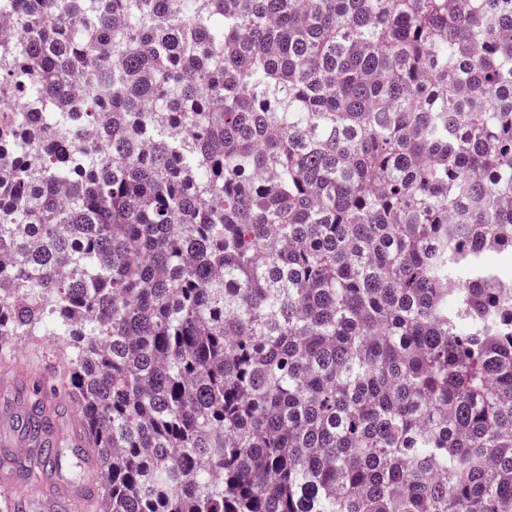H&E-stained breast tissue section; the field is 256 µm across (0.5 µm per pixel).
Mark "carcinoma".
<instances>
[{
	"label": "carcinoma",
	"instance_id": "1",
	"mask_svg": "<svg viewBox=\"0 0 512 512\" xmlns=\"http://www.w3.org/2000/svg\"><path fill=\"white\" fill-rule=\"evenodd\" d=\"M3 13L0 351L90 509L512 512V0ZM62 346L61 342L53 339L41 337L21 340L13 354H2L0 357L1 365L5 362L16 364L28 369V375L15 379L12 383L4 386L0 377V409H13L17 415L13 421H0V467L2 448H16L17 452H22L27 448L28 455L36 451L25 437L21 429V417L27 414V407L24 401L25 391L28 385L33 381L43 380L48 382V388H55L56 393L69 395L61 386L60 376L62 372ZM55 393V394H56ZM55 394H50L47 403V413L51 416L55 428L54 448L60 450V462L63 467V473L71 481L80 483L84 478V470L78 456V448L74 445L70 435V426L76 422L78 415L72 399L70 401H59ZM77 423V422H76ZM32 448V449H31ZM32 451H31V450Z\"/></svg>",
	"mask_w": 512,
	"mask_h": 512
}]
</instances>
